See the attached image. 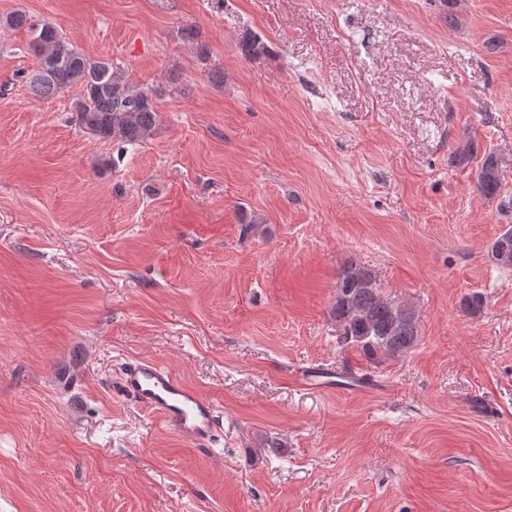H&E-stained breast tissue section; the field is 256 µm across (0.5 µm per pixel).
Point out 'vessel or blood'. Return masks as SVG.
<instances>
[{
    "label": "vessel or blood",
    "instance_id": "b4317fda",
    "mask_svg": "<svg viewBox=\"0 0 512 512\" xmlns=\"http://www.w3.org/2000/svg\"><path fill=\"white\" fill-rule=\"evenodd\" d=\"M119 387L181 437L198 445L215 437L213 400L157 361L143 358L130 364L120 377Z\"/></svg>",
    "mask_w": 512,
    "mask_h": 512
}]
</instances>
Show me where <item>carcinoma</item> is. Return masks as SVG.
<instances>
[{
	"instance_id": "cac0c4a2",
	"label": "carcinoma",
	"mask_w": 512,
	"mask_h": 512,
	"mask_svg": "<svg viewBox=\"0 0 512 512\" xmlns=\"http://www.w3.org/2000/svg\"><path fill=\"white\" fill-rule=\"evenodd\" d=\"M5 23L26 27L31 33L28 51L35 67L24 78L34 95L50 98L78 87L74 112L79 126L121 150L150 135L157 121L152 96L147 89L129 82L119 65L108 58L84 55L55 27L37 24L24 12L6 17ZM503 165L499 154L484 153L476 184L482 196H498ZM492 247L498 251L497 262L511 267L512 228L500 234ZM332 313L342 327L343 342L356 346L373 363L407 354L419 344L414 310L384 299L372 272L356 263H347L339 270Z\"/></svg>"
}]
</instances>
